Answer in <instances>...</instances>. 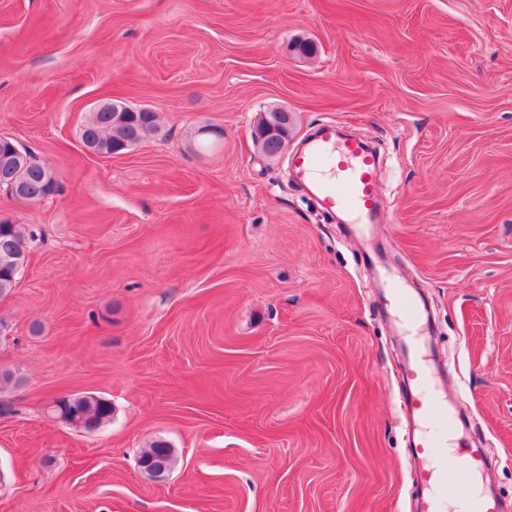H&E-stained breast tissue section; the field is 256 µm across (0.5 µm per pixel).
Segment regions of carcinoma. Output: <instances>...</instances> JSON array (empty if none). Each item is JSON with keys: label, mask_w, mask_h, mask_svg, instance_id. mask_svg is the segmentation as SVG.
<instances>
[{"label": "carcinoma", "mask_w": 512, "mask_h": 512, "mask_svg": "<svg viewBox=\"0 0 512 512\" xmlns=\"http://www.w3.org/2000/svg\"><path fill=\"white\" fill-rule=\"evenodd\" d=\"M118 107V111L90 113L81 127V140H93L99 152L109 155L113 153V147H133L157 131L155 113L126 112L122 110L121 103ZM256 124L277 131L269 140L258 145L259 152L273 161L275 157L271 149L274 146L281 148L288 142L291 122L285 118V113L268 108L258 114ZM10 183L22 184L25 190L24 199L37 202L48 193L51 179L47 178L45 165L37 162L29 154L20 161L16 160L10 145L0 141V185L6 187ZM1 252L20 257L27 256V242L21 225L0 223ZM17 279L18 276L9 267L0 263V296L10 294L16 287ZM54 403L55 407L49 414L60 420L77 409L85 419L88 432L100 429L111 420L112 406L92 393L83 394V399L75 406L65 396L54 400ZM153 459L163 461L166 467L170 468L175 463V449L164 440H155L142 451L138 462Z\"/></svg>", "instance_id": "1"}]
</instances>
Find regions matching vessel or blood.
<instances>
[{"label":"vessel or blood","instance_id":"vessel-or-blood-1","mask_svg":"<svg viewBox=\"0 0 512 512\" xmlns=\"http://www.w3.org/2000/svg\"><path fill=\"white\" fill-rule=\"evenodd\" d=\"M290 166L310 184L324 211L354 225L376 223L382 204L378 160L362 140L338 138L333 127H326L316 140L292 153ZM386 307L408 331L402 347L405 404L414 422L409 448L421 461L416 479L426 492L418 512H437L439 500L450 496L465 497L469 512H504L501 502L476 491L490 474L481 448H465L452 467L436 457V449L452 447L456 420L434 374L435 359L416 333L421 313L409 289L394 281L386 288Z\"/></svg>","mask_w":512,"mask_h":512}]
</instances>
